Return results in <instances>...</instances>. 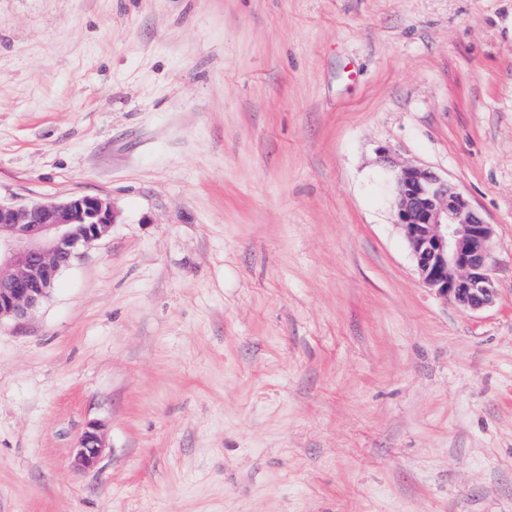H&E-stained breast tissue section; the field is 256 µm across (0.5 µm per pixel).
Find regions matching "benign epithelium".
<instances>
[{
  "label": "benign epithelium",
  "mask_w": 512,
  "mask_h": 512,
  "mask_svg": "<svg viewBox=\"0 0 512 512\" xmlns=\"http://www.w3.org/2000/svg\"><path fill=\"white\" fill-rule=\"evenodd\" d=\"M396 217L423 284L466 310L490 305L492 225L447 180L419 167L396 172ZM115 223L112 203L73 196L59 203L18 206L0 201V322L31 316L59 274ZM102 425L80 438L75 464L94 467L102 453Z\"/></svg>",
  "instance_id": "7a95c632"
}]
</instances>
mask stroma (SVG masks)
Masks as SVG:
<instances>
[{
	"label": "stroma",
	"mask_w": 512,
	"mask_h": 512,
	"mask_svg": "<svg viewBox=\"0 0 512 512\" xmlns=\"http://www.w3.org/2000/svg\"><path fill=\"white\" fill-rule=\"evenodd\" d=\"M403 166L491 306L422 284ZM80 195L110 234L0 324V512H512V0H0V200ZM396 217L423 284L466 310L490 305L492 225L469 199L435 173L419 167L396 172ZM102 425L91 423L80 438L75 452V464L82 469L93 468L102 453Z\"/></svg>",
	"instance_id": "obj_1"
}]
</instances>
